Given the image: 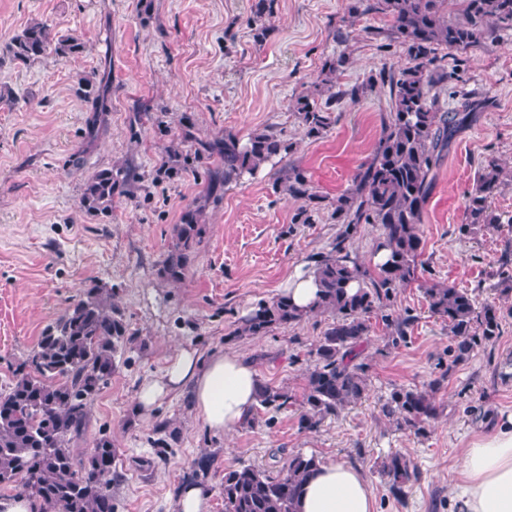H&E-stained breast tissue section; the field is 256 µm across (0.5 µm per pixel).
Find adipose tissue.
<instances>
[{
    "instance_id": "adipose-tissue-1",
    "label": "adipose tissue",
    "mask_w": 512,
    "mask_h": 512,
    "mask_svg": "<svg viewBox=\"0 0 512 512\" xmlns=\"http://www.w3.org/2000/svg\"><path fill=\"white\" fill-rule=\"evenodd\" d=\"M259 389L258 370L237 354L204 361L183 348L160 378L139 386L135 403L145 413L164 397L187 391L197 419L209 430L228 432L244 423ZM459 473V512H512V420L463 449ZM298 512H375V497L360 466L323 462L309 478Z\"/></svg>"
}]
</instances>
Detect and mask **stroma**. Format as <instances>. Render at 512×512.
Returning a JSON list of instances; mask_svg holds the SVG:
<instances>
[{
	"label": "stroma",
	"instance_id": "stroma-1",
	"mask_svg": "<svg viewBox=\"0 0 512 512\" xmlns=\"http://www.w3.org/2000/svg\"><path fill=\"white\" fill-rule=\"evenodd\" d=\"M255 2L152 0L144 14L138 0H0V44L42 20L56 36L79 37L85 46L75 57L49 52L26 65L0 58V90L19 98L0 103V389L83 283L99 278L114 287L132 336L125 362L94 401L82 442L88 448L100 435L112 438L115 512H173L187 473L207 459L209 512H224L219 488L226 469L245 462L276 472L298 452L359 464L376 512H457L451 490L462 448L512 417V294L496 287L502 261H512V234L482 225L458 231L484 159L492 155L512 167V30H496L488 44L448 58L459 79L452 90H440L439 107L449 112L469 99L481 108L458 131L437 172L420 226L419 279L390 308L408 320L405 341L389 345L392 328L381 313L372 314L366 399L309 431L298 423V399L330 316L314 314L262 336L236 329L330 249L340 229L331 208L319 207L311 223H294L299 204L277 186L278 165L267 164L207 205L204 241L186 279L165 284L159 263L206 175L158 183L154 170L163 146L180 137L182 117L202 138L230 131L245 140L273 126L292 143L289 158L314 189L336 197L380 137L389 88L375 85L366 98L334 107V123L318 138L305 135L293 112L296 97L341 55L347 63L337 82L344 88L408 60L398 43L387 41V19L348 17L347 0H273L256 24ZM106 62L112 109L89 147L88 105L75 89ZM148 106L165 107V131L136 123L137 111ZM125 159L138 176L131 195L116 201L111 216L87 215L79 207L86 180ZM435 283L469 289L499 311L500 335L467 361L452 363L448 326L428 310L423 290ZM182 347L204 359L241 354L255 363L263 384L287 390L291 400L277 411L254 406L253 425L224 433L195 418L185 393L139 414V385L163 374ZM439 377V412L427 434L395 430L380 411L381 397L395 387L426 389ZM162 423L176 431L164 450L150 442ZM396 449L420 473L400 498L381 473L384 457Z\"/></svg>",
	"mask_w": 512,
	"mask_h": 512
}]
</instances>
